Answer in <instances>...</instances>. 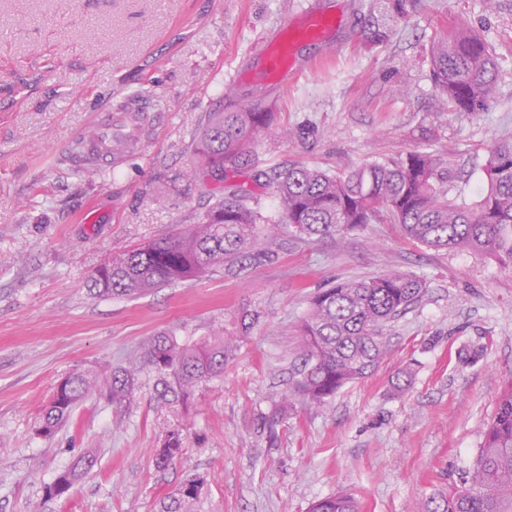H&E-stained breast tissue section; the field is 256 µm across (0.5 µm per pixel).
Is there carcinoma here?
I'll list each match as a JSON object with an SVG mask.
<instances>
[{"mask_svg":"<svg viewBox=\"0 0 512 512\" xmlns=\"http://www.w3.org/2000/svg\"><path fill=\"white\" fill-rule=\"evenodd\" d=\"M435 83L445 109L481 112L497 96V65L486 42L455 26L451 37L433 46ZM271 120L259 104L213 114L203 131L193 167L224 176L252 153L256 134ZM487 187L472 206L449 195L442 162L410 150L393 159L374 160L335 174L303 165L261 170L278 199L282 224L300 237L335 239L368 224H398L403 233L436 250L466 248L488 253L512 266V136L490 151L484 168ZM243 186L230 184L201 220L112 256L86 282L100 297L144 294L231 265L258 240L259 213ZM417 277L388 270L338 282L313 297L300 325L304 367L294 384L301 400L323 404L349 383L369 377L384 359L383 331L422 296ZM257 311L243 313L234 332H215L194 343L160 333L146 340L125 366L110 373L85 370L66 376L44 410L37 434L50 438L75 406L102 385L116 404H129L143 375L154 379L157 405H186L199 384L224 373L237 338L258 322ZM184 428L162 430L155 464L165 467L183 454ZM82 454L46 487L49 498L65 495L93 467ZM204 477L193 476L161 503L160 512H197ZM309 512H359L349 493L314 501ZM413 512H512V378L504 383L496 412L461 485L416 503Z\"/></svg>","mask_w":512,"mask_h":512,"instance_id":"cac0c4a2","label":"carcinoma"}]
</instances>
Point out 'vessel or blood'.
I'll return each mask as SVG.
<instances>
[{
  "instance_id": "b4317fda",
  "label": "vessel or blood",
  "mask_w": 512,
  "mask_h": 512,
  "mask_svg": "<svg viewBox=\"0 0 512 512\" xmlns=\"http://www.w3.org/2000/svg\"><path fill=\"white\" fill-rule=\"evenodd\" d=\"M335 26V15L304 9L296 24L263 49L261 84L285 83L295 68L297 46L325 39ZM154 123V114L140 96L123 95L119 104L94 115L88 127L73 139L62 163L80 173L120 169L138 151Z\"/></svg>"
}]
</instances>
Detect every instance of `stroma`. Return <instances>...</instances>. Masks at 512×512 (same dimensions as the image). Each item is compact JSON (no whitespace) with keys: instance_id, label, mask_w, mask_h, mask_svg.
<instances>
[{"instance_id":"obj_1","label":"stroma","mask_w":512,"mask_h":512,"mask_svg":"<svg viewBox=\"0 0 512 512\" xmlns=\"http://www.w3.org/2000/svg\"><path fill=\"white\" fill-rule=\"evenodd\" d=\"M306 7L335 13L330 41L299 52L296 76L266 98L240 172L190 171L211 112L257 97L254 48ZM491 47L498 94L468 115L442 110L430 45L456 19ZM167 107L117 171L60 163L73 137L114 95ZM512 133V0H0V512H157L194 474L199 512H308L352 494L360 512H411L459 485L512 377V267L467 249L433 250L396 224L339 240L282 233L273 188L255 170L305 164L335 172L424 149L448 170L460 202L484 186L491 147ZM261 214L274 261L246 260L135 298L95 297L88 276L113 254L183 229L226 183ZM386 269L424 280L422 299L386 331L389 352L369 377L317 407L294 398L298 326L331 282ZM261 318L222 376L187 407L158 408L144 385L130 404L86 400L53 437L35 429L73 371L124 365L159 332L192 341ZM412 378L395 388L399 372ZM292 405L276 439L265 418ZM181 423L182 456L154 450ZM94 468L61 498L45 488L84 452Z\"/></svg>"}]
</instances>
